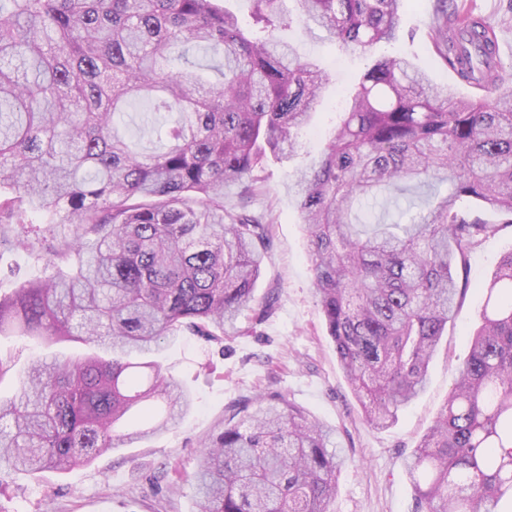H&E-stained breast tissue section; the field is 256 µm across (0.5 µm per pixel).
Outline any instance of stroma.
<instances>
[{
  "label": "stroma",
  "mask_w": 512,
  "mask_h": 512,
  "mask_svg": "<svg viewBox=\"0 0 512 512\" xmlns=\"http://www.w3.org/2000/svg\"><path fill=\"white\" fill-rule=\"evenodd\" d=\"M461 9L486 20L508 49L500 55L512 73V0H456ZM441 0H409L398 38L361 53L343 50L320 28L300 23L299 0H282L284 17L293 23L285 37L305 56L318 59L330 80L313 117L299 134L290 161L268 162L265 182L250 205L272 221V246L256 284L257 297L277 290L271 316L256 322L252 311L240 315L239 335L218 343L184 335L164 345L157 359L163 370L194 397L193 408L168 431L131 448H115L86 467L66 473L0 474V512H193V474L200 441L224 425L232 401L279 391L321 422L337 429L348 461L337 482L332 512H414V491L405 463L445 404L471 346V333L484 303L482 284L500 258L512 251V228L486 239L469 255L470 288L459 302L429 368L426 389L385 429L366 424L336 358L324 316L314 293L306 233L293 186L334 136L337 111L352 78L383 55L409 59L432 80L453 86L464 97L474 88L461 81L437 54L430 35ZM71 342L42 347L19 338L0 339V357L10 370L0 376V397L19 390V377L30 359L83 352Z\"/></svg>",
  "instance_id": "35a3bbf8"
}]
</instances>
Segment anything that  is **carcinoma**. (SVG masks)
I'll list each match as a JSON object with an SVG mask.
<instances>
[{
  "label": "carcinoma",
  "instance_id": "carcinoma-1",
  "mask_svg": "<svg viewBox=\"0 0 512 512\" xmlns=\"http://www.w3.org/2000/svg\"><path fill=\"white\" fill-rule=\"evenodd\" d=\"M279 2L253 0L247 28L218 0H0V250L44 264L0 297V337L110 353L31 361L18 394L0 398V473L70 471L167 430L192 394L133 357L187 334L221 342L254 304L257 321L271 314L275 293L255 302L270 221L248 207L327 81L278 37ZM300 2L303 23L368 51L396 39L406 0ZM432 39L486 95L383 55L296 181L327 333L376 429L424 389L469 253L512 227V79L494 32L454 7ZM193 48L219 65L189 62ZM136 107L159 130L151 153L121 124ZM228 186L237 207L224 206ZM413 186L432 189L414 222H360L366 203ZM483 290L470 354L407 465L415 512L512 506V251ZM201 447L194 512H331L336 430L285 394L233 402Z\"/></svg>",
  "mask_w": 512,
  "mask_h": 512
}]
</instances>
